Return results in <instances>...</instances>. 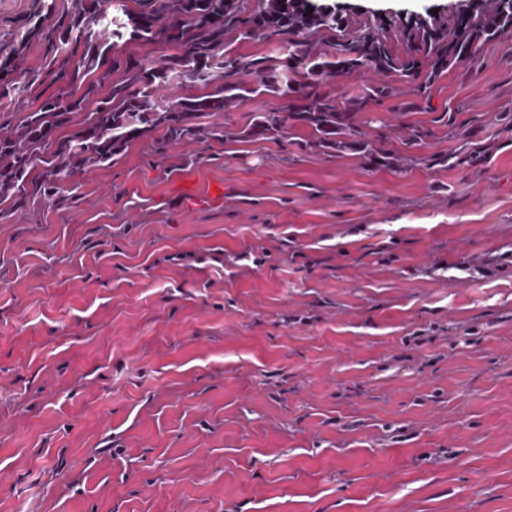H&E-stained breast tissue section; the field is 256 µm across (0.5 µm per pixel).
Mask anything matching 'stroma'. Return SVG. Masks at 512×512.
<instances>
[{
    "label": "stroma",
    "mask_w": 512,
    "mask_h": 512,
    "mask_svg": "<svg viewBox=\"0 0 512 512\" xmlns=\"http://www.w3.org/2000/svg\"><path fill=\"white\" fill-rule=\"evenodd\" d=\"M286 109L0 199V512H512V36L376 107L395 168L244 137Z\"/></svg>",
    "instance_id": "35a3bbf8"
}]
</instances>
